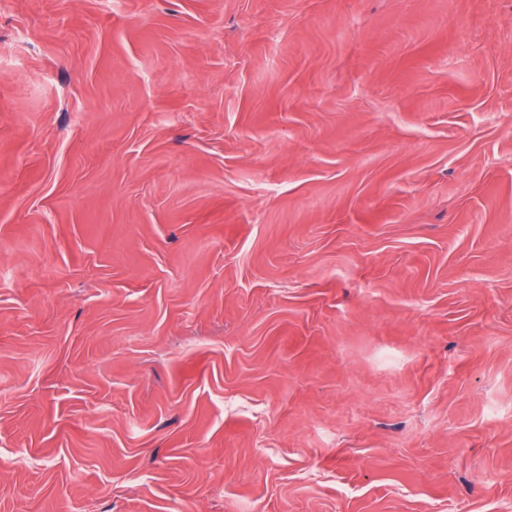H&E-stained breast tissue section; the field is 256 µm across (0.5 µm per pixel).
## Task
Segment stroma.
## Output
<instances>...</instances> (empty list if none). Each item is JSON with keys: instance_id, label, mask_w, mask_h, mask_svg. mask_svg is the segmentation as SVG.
Here are the masks:
<instances>
[{"instance_id": "1", "label": "stroma", "mask_w": 512, "mask_h": 512, "mask_svg": "<svg viewBox=\"0 0 512 512\" xmlns=\"http://www.w3.org/2000/svg\"><path fill=\"white\" fill-rule=\"evenodd\" d=\"M0 512H512V0H0Z\"/></svg>"}]
</instances>
